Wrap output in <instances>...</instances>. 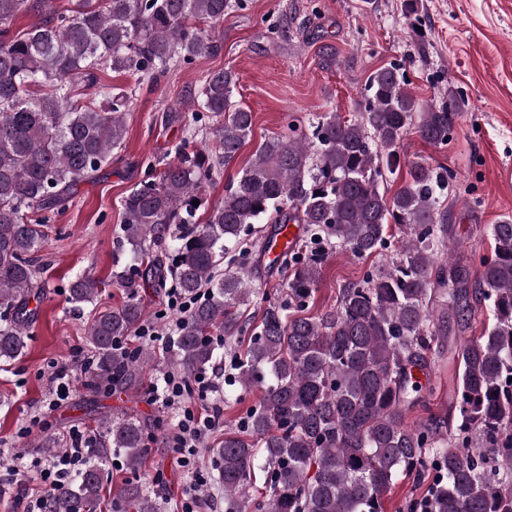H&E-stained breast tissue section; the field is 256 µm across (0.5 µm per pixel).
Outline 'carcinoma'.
Returning a JSON list of instances; mask_svg holds the SVG:
<instances>
[{
    "instance_id": "1",
    "label": "carcinoma",
    "mask_w": 512,
    "mask_h": 512,
    "mask_svg": "<svg viewBox=\"0 0 512 512\" xmlns=\"http://www.w3.org/2000/svg\"><path fill=\"white\" fill-rule=\"evenodd\" d=\"M240 0H0V361L23 354L35 288L33 255L44 246L45 213L66 208L72 188L112 163L127 131V100L112 95L100 74L155 76L172 62L219 52L212 29ZM41 22L15 29L22 14ZM236 76L210 73L183 101L190 136L156 177L123 199L122 238L147 264L155 287H172L198 304L179 331L170 363L185 374L215 357L213 336L230 344L250 336L236 358L238 384L262 397L241 430L224 431L215 454L224 512H384V495L408 476H428L427 502L406 512H512V219L490 227L491 254L477 281L447 260L448 170L408 164V178L390 196L381 190L401 167L400 142L413 131L446 146L464 106L460 91L440 102L418 100L400 67L368 77L369 99L354 119L325 112L302 129L265 140L206 221L194 222L199 198L253 127V113L233 101ZM213 124L215 148L199 147L202 121ZM179 236L167 237L170 225ZM266 228L260 229L258 225ZM283 224H298L296 245L274 267L285 273L260 323L242 318L253 300L252 251H266ZM394 254L358 282L338 290L336 307H309L320 268L342 249L356 258ZM176 262L165 266L155 248ZM104 283L84 275L70 285L74 305L93 302ZM127 300L98 314L87 340L97 383L139 386L151 352L114 349L150 314L138 284L124 280ZM491 302L480 335L455 348L457 424L442 447V423L406 421L422 385L452 337L470 328ZM119 451L127 470L145 464L138 416H104L86 443L93 464L49 496L47 512H97L103 473L98 463ZM265 474L263 501L246 489ZM120 512H157L142 487L116 491Z\"/></svg>"
}]
</instances>
